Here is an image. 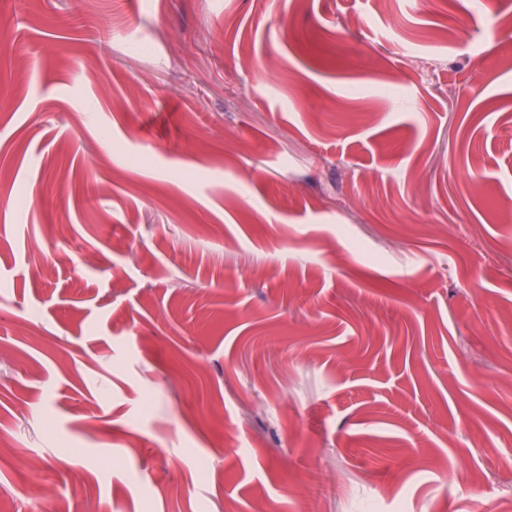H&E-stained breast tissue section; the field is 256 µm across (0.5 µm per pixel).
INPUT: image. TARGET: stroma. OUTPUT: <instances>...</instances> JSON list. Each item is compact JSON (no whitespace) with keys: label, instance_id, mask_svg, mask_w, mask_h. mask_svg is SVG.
<instances>
[{"label":"stroma","instance_id":"1","mask_svg":"<svg viewBox=\"0 0 512 512\" xmlns=\"http://www.w3.org/2000/svg\"><path fill=\"white\" fill-rule=\"evenodd\" d=\"M511 41L512 0H0V512L512 492Z\"/></svg>","mask_w":512,"mask_h":512}]
</instances>
